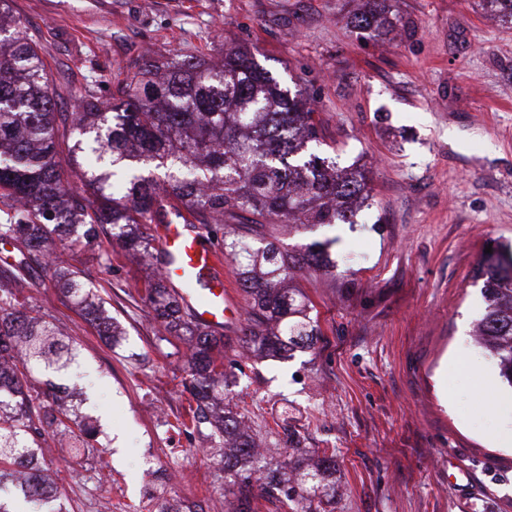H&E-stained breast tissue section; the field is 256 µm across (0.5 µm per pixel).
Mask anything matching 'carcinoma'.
I'll return each instance as SVG.
<instances>
[{"instance_id": "1", "label": "carcinoma", "mask_w": 512, "mask_h": 512, "mask_svg": "<svg viewBox=\"0 0 512 512\" xmlns=\"http://www.w3.org/2000/svg\"><path fill=\"white\" fill-rule=\"evenodd\" d=\"M347 22L361 34L393 32L400 19L389 0H361ZM481 8L512 23V0H479ZM316 109L281 86L248 50L229 48L219 64L193 56L151 60L119 82L112 103L92 90L75 97L73 111L58 112L37 44L21 18L0 0V240L17 259L6 279L23 285L34 262L56 266V283L76 305L93 311L98 334L116 344L125 335L106 301L54 257L64 249L109 240L152 258L156 237L142 227L165 224L185 208L231 257L248 303L247 345L284 358L314 346L317 317L297 272L334 267L330 242L299 250L279 245L278 228L297 233L315 225L353 224L369 200L359 168L307 151L317 140ZM82 168L84 188L65 179L57 156ZM250 215L249 236L234 226ZM486 301L477 327L483 347L512 388V262L487 255L478 265ZM144 300L163 331L190 345L186 389L196 402L193 422L209 421V401L224 393V335L202 328L167 276L148 279ZM76 357L29 298L0 295V512L21 500L27 512H63L51 491L16 476L25 461L38 468L40 449L60 432L71 435L79 459L92 429L54 407L50 380ZM214 427L224 441V478L232 487L228 512H257L259 500H276L283 512H334L336 459L323 454L305 463L309 449L291 441L285 470H267L256 441L232 412Z\"/></svg>"}]
</instances>
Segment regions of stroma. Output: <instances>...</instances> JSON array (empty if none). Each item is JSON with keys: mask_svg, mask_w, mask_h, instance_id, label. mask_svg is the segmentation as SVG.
<instances>
[{"mask_svg": "<svg viewBox=\"0 0 512 512\" xmlns=\"http://www.w3.org/2000/svg\"><path fill=\"white\" fill-rule=\"evenodd\" d=\"M397 34L347 26L349 0H9L71 109L149 59L218 60L242 47L316 107L314 152L363 165L370 200L354 223L318 226L288 248L332 239L331 273L297 279L318 313L313 348L255 358L229 330L224 403L275 470L288 435L336 457L335 512H512V401L476 327L475 270L486 247L512 244V25L475 0H391ZM97 245L65 252L124 327L99 336L66 300L53 268L34 265L24 296L77 348L51 379L95 432L77 463L48 464L64 512H155L158 498L225 512L224 468L207 457L209 425L186 427L190 350L161 338L142 299L153 268Z\"/></svg>", "mask_w": 512, "mask_h": 512, "instance_id": "35a3bbf8", "label": "stroma"}]
</instances>
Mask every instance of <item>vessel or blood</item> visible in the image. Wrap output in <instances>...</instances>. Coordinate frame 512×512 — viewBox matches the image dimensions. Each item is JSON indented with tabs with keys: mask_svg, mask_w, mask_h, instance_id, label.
<instances>
[{
	"mask_svg": "<svg viewBox=\"0 0 512 512\" xmlns=\"http://www.w3.org/2000/svg\"><path fill=\"white\" fill-rule=\"evenodd\" d=\"M161 245L173 259L169 267L172 275L189 274L207 284L195 307L198 321L205 325L220 323L233 302L230 291L224 288L218 248L205 243L188 223L164 225Z\"/></svg>",
	"mask_w": 512,
	"mask_h": 512,
	"instance_id": "b4317fda",
	"label": "vessel or blood"
}]
</instances>
